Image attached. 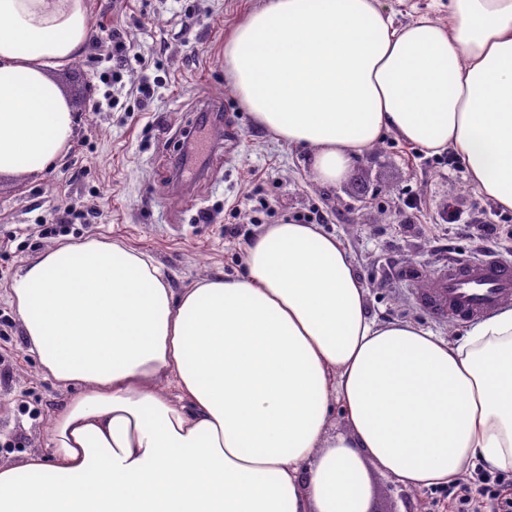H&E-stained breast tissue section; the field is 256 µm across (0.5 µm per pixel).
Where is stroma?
Instances as JSON below:
<instances>
[{"mask_svg": "<svg viewBox=\"0 0 512 512\" xmlns=\"http://www.w3.org/2000/svg\"><path fill=\"white\" fill-rule=\"evenodd\" d=\"M263 0H89L92 27H117L150 67L131 62L114 107L105 48L62 68L57 77L78 117L76 134L59 166L38 178L0 179V360L10 380L0 383V465L46 454L49 418L69 392L43 375L23 342L8 287L24 264L57 236H25L62 199L85 202V217L66 240L119 241L150 255L175 290L208 274L240 276L239 257L261 225L316 209L343 242L366 288L371 315L405 321L434 335L459 339L468 324L433 315L419 302L449 260L490 252L512 261V221L470 183L461 164H448L394 134H385L333 185L319 183L308 150L255 125L224 78V39ZM396 24L422 16L447 20L448 0H379ZM154 96L137 111L138 89ZM207 103L232 114L233 133L217 131L216 155L191 193L180 182L178 143ZM420 200L417 213L405 202ZM455 199L464 221L443 220ZM506 234L482 235V223ZM374 512H452L434 489L412 491L378 470L370 472Z\"/></svg>", "mask_w": 512, "mask_h": 512, "instance_id": "1", "label": "stroma"}]
</instances>
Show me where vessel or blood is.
I'll list each match as a JSON object with an SVG mask.
<instances>
[{"label": "vessel or blood", "mask_w": 512, "mask_h": 512, "mask_svg": "<svg viewBox=\"0 0 512 512\" xmlns=\"http://www.w3.org/2000/svg\"><path fill=\"white\" fill-rule=\"evenodd\" d=\"M420 300L434 315L459 322L478 320L512 305V262L494 255L449 262Z\"/></svg>", "instance_id": "vessel-or-blood-1"}]
</instances>
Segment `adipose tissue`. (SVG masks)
<instances>
[{
    "instance_id": "1",
    "label": "adipose tissue",
    "mask_w": 512,
    "mask_h": 512,
    "mask_svg": "<svg viewBox=\"0 0 512 512\" xmlns=\"http://www.w3.org/2000/svg\"><path fill=\"white\" fill-rule=\"evenodd\" d=\"M91 37L87 0H0V178L68 147L53 72ZM224 73L321 183L392 133L512 210V0L400 27L378 0H265L225 40ZM241 260L244 277L179 293L114 241L25 263L9 291L24 343L70 396L50 456L0 466V512H368L373 466L413 490L477 460L512 471V308L456 341L380 321L318 224L265 225Z\"/></svg>"
}]
</instances>
